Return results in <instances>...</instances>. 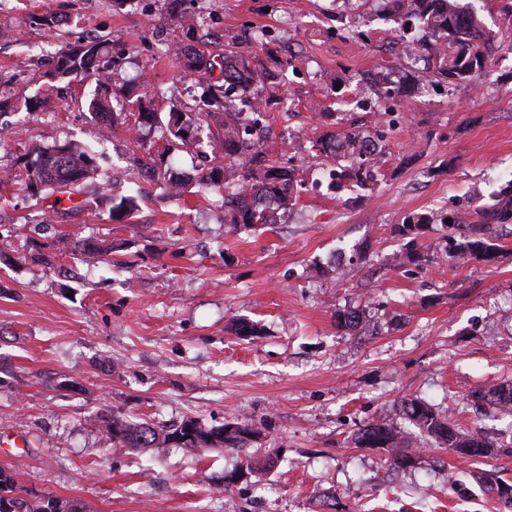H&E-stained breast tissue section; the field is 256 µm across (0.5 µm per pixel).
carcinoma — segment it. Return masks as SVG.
Masks as SVG:
<instances>
[{"label": "carcinoma", "mask_w": 512, "mask_h": 512, "mask_svg": "<svg viewBox=\"0 0 512 512\" xmlns=\"http://www.w3.org/2000/svg\"><path fill=\"white\" fill-rule=\"evenodd\" d=\"M169 15L181 29L176 43L175 59L183 70L197 77L202 85L203 107L198 116L216 130L218 153L224 162L201 170L196 185L215 191L224 190V223L232 229L251 228L257 224H276L270 205L278 203L282 212L296 205V187L302 181V170L282 162L264 148L268 131L266 119L269 111L281 104L278 95L282 73L267 65L265 57L273 54L269 46L268 31L261 28L248 40L235 36L224 37V52L214 56L205 49L198 34L196 21L191 13L181 9L184 0H167ZM391 10L383 16L402 31H415L417 50L428 55V72L435 77L470 83L489 61L491 44L482 21L472 11L457 7L451 0H387ZM107 44L98 39L68 44L53 60L49 78H92L104 85L110 79L112 61L107 59ZM219 75L213 76V70ZM377 84L386 97L404 96L409 87L392 80L388 73L377 72ZM177 101L170 105L167 130L180 140H185L183 110ZM89 110L109 126L125 124L129 114L116 110L107 96H96L89 102ZM158 115L151 106L139 103L134 130L151 126ZM310 150L336 162L332 173L333 186L366 189L380 176L376 159L383 153L378 137L368 130L323 132L310 140ZM145 175L155 180L164 192L181 196L187 192L186 182L173 177L170 167L153 158L137 160ZM98 174L95 158L74 143H63L32 149L20 171L11 170L7 177L18 182L30 196L47 204L45 212L56 210L63 200L71 208L84 205L80 196L86 182ZM67 198H61V195ZM112 215L130 216L137 208V197L122 196L110 199ZM488 218L496 224L512 223V187H504L498 194ZM436 221L446 223L443 214L413 216L396 227L399 236L409 238L402 260L419 265L429 261V252L416 240L417 231ZM458 236H450L454 244L449 252L452 262L458 264L490 263L499 256V247L487 235V225H473L462 229L455 225ZM357 311H345L336 316V327L350 330L359 326ZM487 404L501 407L512 402V384H500L481 396ZM401 415L415 424L422 432L440 444L448 445L465 459L487 458L493 454L495 444L481 430L463 432L449 420L437 414L420 399H411L400 406ZM102 431L112 441H119L131 448L167 445L186 448H214L218 445L243 448L253 430L246 427L224 425L220 428L202 429L198 421L189 418L179 429L167 434L147 421L132 422L113 416L103 420ZM400 430L387 423H371L361 428L353 439L358 448H389L390 463L396 468L413 464V454L408 446H400ZM0 489L12 494L11 512H89L78 501L62 500L53 496L27 498L22 496L16 472L0 468Z\"/></svg>", "instance_id": "cac0c4a2"}]
</instances>
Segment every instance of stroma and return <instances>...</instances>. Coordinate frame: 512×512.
<instances>
[{
    "label": "stroma",
    "instance_id": "stroma-1",
    "mask_svg": "<svg viewBox=\"0 0 512 512\" xmlns=\"http://www.w3.org/2000/svg\"><path fill=\"white\" fill-rule=\"evenodd\" d=\"M460 3L494 38L489 63L475 82L432 81L399 103L361 85L384 67L413 71L384 0H197L202 28H267L295 66L284 86L294 109L271 112L265 147L303 166L305 184L285 222L234 233L219 193L166 197L133 163L147 151L178 172L203 167L210 133L196 112L185 115L187 141L155 126L139 146L122 126L105 149L88 110L94 80L53 85L51 110L25 106L49 85L38 46L88 33L112 47L110 95L127 112L145 96L162 113L174 98L193 103L200 88L164 51L179 35L164 0H0V169L73 140L108 182L87 184L84 209L47 215L0 183V466L30 496L94 512H512L492 491L512 483V457L459 459L399 411L421 398L461 429L512 442V418L470 397L512 382V225L495 228L491 263L450 262L438 223L418 237L428 266L390 264L407 217L441 210L478 224L512 183V21L500 0ZM48 11L65 25L37 24ZM358 87L366 107L335 127L382 136L381 176L332 191L333 163L311 156L308 138L333 127L327 112ZM112 194L135 195V213L112 218ZM349 309L361 324L338 330ZM236 319L258 335L240 339ZM112 414L256 433L244 453L162 455L105 439L99 420ZM377 421L410 432L411 467L355 447Z\"/></svg>",
    "mask_w": 512,
    "mask_h": 512
}]
</instances>
